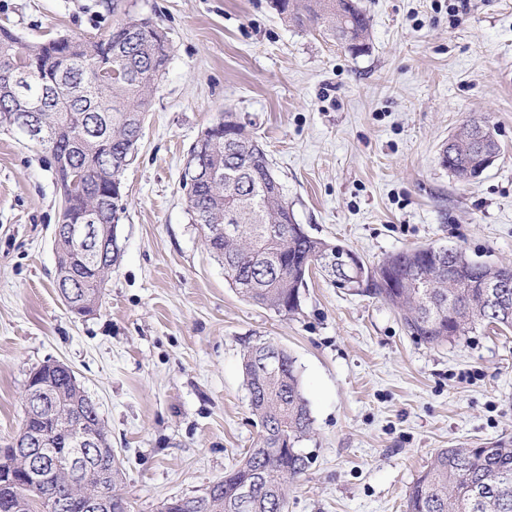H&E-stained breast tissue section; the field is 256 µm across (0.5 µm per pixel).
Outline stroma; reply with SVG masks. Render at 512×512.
<instances>
[{
  "instance_id": "35a3bbf8",
  "label": "stroma",
  "mask_w": 512,
  "mask_h": 512,
  "mask_svg": "<svg viewBox=\"0 0 512 512\" xmlns=\"http://www.w3.org/2000/svg\"><path fill=\"white\" fill-rule=\"evenodd\" d=\"M358 56L289 26L269 0H0L21 43L106 37L147 18L172 52L122 176V259L98 309L55 286L60 189L44 152L0 131V445L29 374L60 361L97 405L130 512L221 479L259 439L245 345L297 360L313 429L287 512H402L431 456L512 436V332L427 344L383 300L312 273L297 314L243 300L206 250L182 186L188 150L233 112L265 149L298 224L373 266L416 246L512 264V0H357ZM471 118L501 153L458 181L438 162Z\"/></svg>"
}]
</instances>
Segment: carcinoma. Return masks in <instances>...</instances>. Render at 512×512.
Returning <instances> with one entry per match:
<instances>
[{"label":"carcinoma","instance_id":"obj_1","mask_svg":"<svg viewBox=\"0 0 512 512\" xmlns=\"http://www.w3.org/2000/svg\"><path fill=\"white\" fill-rule=\"evenodd\" d=\"M281 19L299 29L319 28L325 37L353 55L368 48V18L355 0H271ZM18 54L36 71L34 83L14 87L0 80V111L34 101L41 107L54 150L52 163L61 186L65 220L80 223L91 200L107 198L112 220L124 211L122 197L109 195L123 172L111 168L122 156L123 145L137 136L136 119L149 111L159 80L170 59L167 35L152 22L139 23L130 16L112 24L102 39L54 37L23 45L8 27L0 26V69ZM112 67L122 78L110 88L93 80L99 68ZM476 121H467L452 135L453 161L442 166L458 180L482 164L472 141ZM213 150L197 158V183L186 198L193 223L207 215L212 225H227L226 212L234 210L235 232L216 236L204 231L208 252L224 263V276L245 300L286 315L296 313L302 290L313 270L351 286L355 274L330 264L340 244L302 230L266 153L253 147L245 127L224 113V127L214 130ZM85 175L86 194L69 192L75 171ZM58 272L70 270L85 276L84 259L65 236L54 239ZM468 281L498 278L512 284V266L472 260L451 250L443 260L427 257L420 247L386 255L370 268L371 280L357 288L395 308L407 331L429 343L452 342L480 325L512 330V287L501 299L488 303L474 288L448 287V268ZM275 345L258 342L246 347L242 374L250 409L261 426L256 446L224 473L218 494L194 507L185 496L167 499L161 512H286L288 482L300 475L308 457L299 444L310 433L313 419L304 396L296 360L278 347L284 367L278 372L260 366V356ZM72 372L41 365L30 379L46 382L51 396L40 405L25 392V413L20 431L28 434L49 427V418H66L70 405L81 408L86 429L104 427L98 408L74 385ZM23 461L14 447L0 448V512H56L52 504L67 502L66 512H83L80 495L96 492L85 473L53 477L45 487L20 482ZM104 466L112 482L110 512H129L119 493L124 472L117 456L107 454ZM405 512H512V437L502 436L484 446L460 443L439 449L410 487Z\"/></svg>","mask_w":512,"mask_h":512}]
</instances>
